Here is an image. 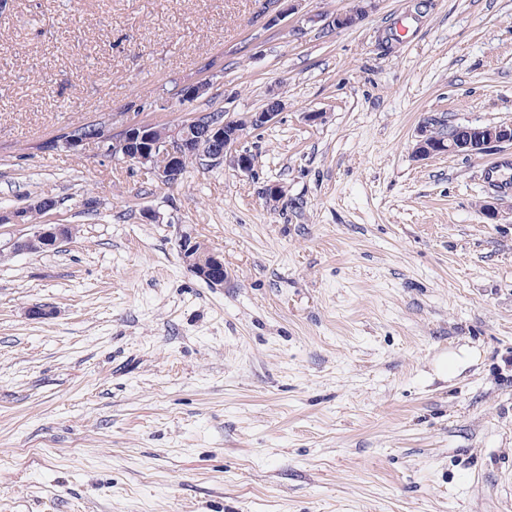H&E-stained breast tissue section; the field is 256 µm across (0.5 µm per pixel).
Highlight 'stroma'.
Instances as JSON below:
<instances>
[{"label":"stroma","mask_w":512,"mask_h":512,"mask_svg":"<svg viewBox=\"0 0 512 512\" xmlns=\"http://www.w3.org/2000/svg\"><path fill=\"white\" fill-rule=\"evenodd\" d=\"M351 5L0 12V208L50 196L42 223L75 229L0 250V512H512V215L486 217L481 176L503 150L412 152L428 118L512 123V0H372L327 27ZM201 80L189 107H156ZM273 93L247 173L197 164L167 187L47 148ZM185 231L223 285L182 263ZM443 354L461 361L445 380ZM371 0H354L357 2L349 10L336 14L332 20H330L332 27L335 29L351 28L357 25L366 15L367 6L363 2ZM32 235L10 240L7 245L14 253H30L45 248L51 242L65 240L70 235L69 224H34ZM203 244L192 232H182L177 241L178 253L194 275L211 285H223L224 260Z\"/></svg>","instance_id":"1"}]
</instances>
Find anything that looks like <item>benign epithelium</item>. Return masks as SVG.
<instances>
[{"mask_svg":"<svg viewBox=\"0 0 512 512\" xmlns=\"http://www.w3.org/2000/svg\"><path fill=\"white\" fill-rule=\"evenodd\" d=\"M349 10L336 14L331 20L336 29L351 28L366 15L365 0H355ZM281 100L270 98L259 112L244 118L212 113L191 112L185 119L165 128L147 124H129L118 133L100 129V135L89 140L77 135L62 138L66 148L76 152L89 143L97 145L100 152L118 163L137 165L150 171L163 185H174L183 176L179 167L182 155L192 152L205 154V163L216 166L224 161L249 172L253 168L252 154L242 148L243 141L250 133L257 131L280 114ZM512 145V124L469 125L442 139L433 137L431 121H425L417 131L413 153L419 159L439 154L474 155L491 146ZM26 209H0V227L7 224H27ZM69 224H36L32 235L18 237L8 242L14 253H30L41 250L45 245L62 241L70 235ZM178 253L187 268L197 277L215 286L224 284V260L216 252L201 244L191 232H183L177 241Z\"/></svg>","mask_w":512,"mask_h":512,"instance_id":"7a95c632","label":"benign epithelium"}]
</instances>
